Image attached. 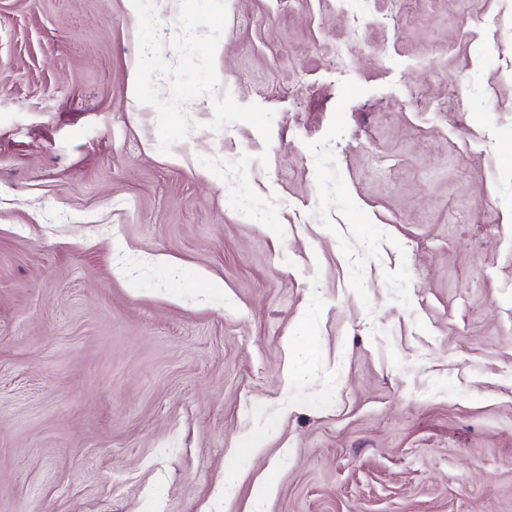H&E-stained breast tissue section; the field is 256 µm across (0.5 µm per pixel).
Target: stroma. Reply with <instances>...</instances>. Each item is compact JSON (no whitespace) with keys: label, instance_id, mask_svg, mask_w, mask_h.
I'll return each mask as SVG.
<instances>
[{"label":"stroma","instance_id":"stroma-1","mask_svg":"<svg viewBox=\"0 0 512 512\" xmlns=\"http://www.w3.org/2000/svg\"><path fill=\"white\" fill-rule=\"evenodd\" d=\"M226 2L271 138L163 153L128 0H0V512H512V0Z\"/></svg>","mask_w":512,"mask_h":512}]
</instances>
